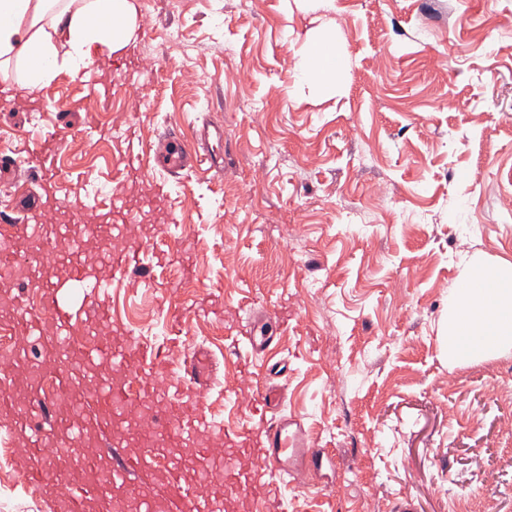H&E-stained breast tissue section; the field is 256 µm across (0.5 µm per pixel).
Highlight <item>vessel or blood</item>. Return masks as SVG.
Listing matches in <instances>:
<instances>
[{"label":"vessel or blood","instance_id":"vessel-or-blood-1","mask_svg":"<svg viewBox=\"0 0 512 512\" xmlns=\"http://www.w3.org/2000/svg\"><path fill=\"white\" fill-rule=\"evenodd\" d=\"M70 132L59 127L46 133L29 151L31 172L46 193L57 191L56 159ZM167 172L192 169L205 177L224 171L222 131L202 128L194 142L173 133L159 138L153 154L131 142L114 178L112 215L103 226V258L112 274L156 286V279L125 243V238L146 202H163L162 190L151 199L133 193L144 175V160ZM82 204L62 201L46 224L13 225L9 237L0 238V281H18L24 257L51 254L64 245L65 261L39 273L37 303L16 296L0 298V330L14 341L0 345V418L6 435L25 434L32 421H48L53 431L35 436L18 460L19 471L35 485L52 512H162L172 503L175 512H288L280 492L287 481L308 482L309 461L318 457L310 434L295 419L280 415L282 391L274 385L252 386L250 398L267 414L255 425L239 426L215 418L189 419L190 406H202L212 357L204 348L188 355L180 371H172L164 345L141 343L117 322L97 286L94 265L85 244ZM74 287L75 303L61 298L62 286ZM238 355L245 358L266 352L275 342L272 327L246 322L238 330ZM46 338L54 351L70 362L83 364L88 375L81 387L59 386L50 397L41 394V370L31 368L26 396H19L18 369L24 365L21 337ZM109 363L115 375L99 382L94 369ZM92 400L110 413L119 433L111 441L97 440L95 449L84 446L85 423L73 419L77 402ZM138 436L142 452H128L131 436ZM192 447L202 457L219 454L223 483L210 474H185L182 450ZM72 455L69 472H61L57 456ZM259 468L243 467L248 458Z\"/></svg>","mask_w":512,"mask_h":512}]
</instances>
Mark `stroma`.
Listing matches in <instances>:
<instances>
[{"mask_svg": "<svg viewBox=\"0 0 512 512\" xmlns=\"http://www.w3.org/2000/svg\"><path fill=\"white\" fill-rule=\"evenodd\" d=\"M133 93L94 110L81 75L61 72L0 108L10 146L58 126L60 198L102 220L127 129L224 131V172L158 171L163 210L138 231L163 246L157 288L102 269L112 313L143 341L211 351L206 409L250 422L253 401L224 404L244 375L231 352L241 299L253 317L288 316L283 414L327 457L313 487L290 486L288 512H512V351L451 366L439 336L448 299L475 263H512V0H136ZM345 66L335 86L298 81L322 31ZM207 71V83L195 75ZM25 169L0 174V212L35 224ZM183 311L172 337L164 315ZM342 367L331 371L328 355ZM0 512H51L16 467L0 469Z\"/></svg>", "mask_w": 512, "mask_h": 512, "instance_id": "obj_1", "label": "stroma"}]
</instances>
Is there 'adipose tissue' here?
Instances as JSON below:
<instances>
[{
    "label": "adipose tissue",
    "mask_w": 512,
    "mask_h": 512,
    "mask_svg": "<svg viewBox=\"0 0 512 512\" xmlns=\"http://www.w3.org/2000/svg\"><path fill=\"white\" fill-rule=\"evenodd\" d=\"M135 0H0V66L15 62L23 85L48 86L60 70L79 72L101 50L125 48L135 30ZM343 63L333 40L309 44L301 80L336 79ZM442 346L459 364L512 347V265L480 266L449 296Z\"/></svg>",
    "instance_id": "obj_1"
}]
</instances>
